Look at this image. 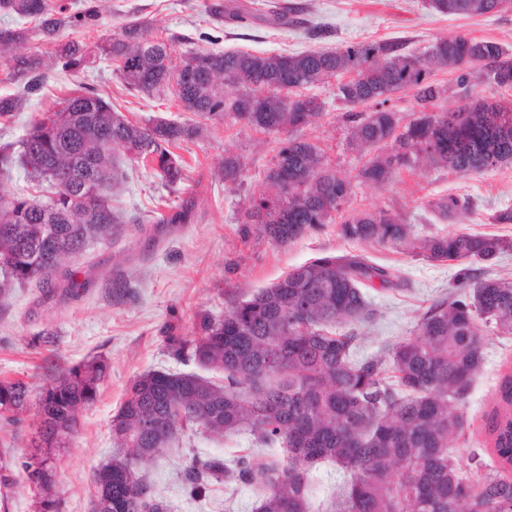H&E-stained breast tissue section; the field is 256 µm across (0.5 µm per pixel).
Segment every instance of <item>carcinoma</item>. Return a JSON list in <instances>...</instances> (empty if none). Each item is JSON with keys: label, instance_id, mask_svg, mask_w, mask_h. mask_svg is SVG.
Returning a JSON list of instances; mask_svg holds the SVG:
<instances>
[{"label": "carcinoma", "instance_id": "obj_1", "mask_svg": "<svg viewBox=\"0 0 512 512\" xmlns=\"http://www.w3.org/2000/svg\"><path fill=\"white\" fill-rule=\"evenodd\" d=\"M500 2L425 0V7L441 15H488L500 12ZM0 12V54H10L9 78L23 83L20 94L0 97V115L18 110L45 81L39 63L23 53L36 35L57 44L55 65L63 70L79 72L104 57L131 91L172 89L189 112L278 135L265 175L269 190L248 197L244 213L245 223L275 246L337 216L346 240L402 248L450 266L488 263L512 250L507 239L467 231L415 236L385 211L343 214L352 178L300 135L326 107L304 90L338 77L336 101L345 106L350 143L379 151L355 175L360 183L382 186L402 168L490 172L512 161V102L478 91L512 88V54L498 42L456 35L413 50L395 38L295 55L199 49L177 61L171 40L153 35L150 23L136 16L93 47L58 42L66 29L96 24L93 0L75 11L64 2L0 0ZM25 19L37 25L21 26ZM448 66L455 74L450 88L431 78ZM451 90L464 101L445 109L439 102ZM399 92L414 100L405 124L391 105ZM197 132L193 124L162 118L133 124L85 87L21 139L0 143V296L49 285L91 244L142 223L112 206V190L128 178L116 150L133 166L159 170L174 189L187 179L176 150ZM18 169L42 199L13 192ZM220 172L226 184L243 182L237 156H224ZM195 208L189 196L158 213L155 223L189 224ZM378 286L397 289L404 280L364 254L324 255L233 303L222 317L199 314L189 338L168 331L174 359L192 360L219 379L153 370L129 383L112 417L115 452L94 473L93 512H168L137 463L200 429L221 437L246 432L261 448L284 449L281 460L198 459L185 471L194 496L213 482L259 487L254 512H512V371L502 376L483 425L500 468L485 471L479 463L469 476L454 456L467 424L463 407L482 367L483 328L512 335V283L463 267L462 292L429 306L413 337L384 358L359 357L358 327L376 318L370 291ZM107 370L95 358L60 371L42 388L34 452L20 462L33 487L44 492L54 477L50 458L36 468L34 457L44 448L69 447L77 415L94 403ZM30 397L24 381H0V420L20 423ZM322 462L336 465L342 481L317 502L312 472Z\"/></svg>", "mask_w": 512, "mask_h": 512}]
</instances>
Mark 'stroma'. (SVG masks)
<instances>
[{"label":"stroma","instance_id":"1","mask_svg":"<svg viewBox=\"0 0 512 512\" xmlns=\"http://www.w3.org/2000/svg\"><path fill=\"white\" fill-rule=\"evenodd\" d=\"M225 7L248 10L246 21L213 22L206 12L215 0H98L96 26L66 30L65 36L87 44L115 34L132 14L150 19L159 38H173L175 57L202 47L222 52L296 54L314 46L406 39L421 48L436 39L464 34L496 41L512 51V8L494 15H440L423 0H222ZM302 7L303 24L276 25L268 16L274 7ZM325 25L330 36L314 42L306 27ZM41 60L46 80L27 98L20 111L0 117V142L23 137L34 120L52 115L64 98L90 85L128 120L144 124L153 118L192 122L199 136L180 154L187 179L179 190L165 187L160 173L129 167L127 180L112 193V204L126 215L143 216L140 224L125 225L113 239L94 244L69 263L71 279H59L53 293L16 288L0 298V380H21L32 393L58 371L94 357L104 358L108 371L94 403L79 416L78 431L69 448L54 459L55 484L51 495L60 512H91L96 495L93 473L114 452L112 417L120 407L128 383L136 376L161 370L193 373L194 363L173 359L167 349L166 327L190 335L194 316L207 312L222 316L230 304L276 283L288 269L324 254L362 253L397 269L405 281L399 289H377L371 296L378 310L374 323L360 331V352L383 355L392 344L411 338L421 314L433 300L448 296L457 269L415 258L406 251L343 239L336 223L310 232L285 249L274 247L255 225L240 221V199L261 189L271 164L275 137L240 123L196 117L173 95L147 97L130 94L113 74L110 61L87 72L70 73L54 64L53 49L39 38L25 46ZM326 103L318 123L304 128L303 138L322 146L333 163L350 173L368 158L348 144L336 100V82L311 89ZM245 164L242 186L229 188L217 174L225 154ZM196 196L193 223L155 224L157 210ZM454 195L468 202L466 212L438 218L431 205ZM512 208V162L480 176L459 177L443 169H404L381 187L354 184L346 212L385 210L409 224L416 235L460 230L494 235L512 241V224L492 223V215ZM127 283L117 295L115 282ZM53 335L46 343L45 335ZM484 360L465 403L470 426L456 444L463 471L475 463L495 464L482 432L485 413L494 403L500 378L512 365V336L485 330ZM37 411L29 409L19 425L0 422V512H35L38 492L17 469L31 453ZM242 454L258 459L281 456L278 448H261L245 434L215 437L185 436L179 445L138 465L153 493L164 498L170 512H253L260 491L244 484L214 485L191 497L183 471L192 456L230 460Z\"/></svg>","mask_w":512,"mask_h":512}]
</instances>
